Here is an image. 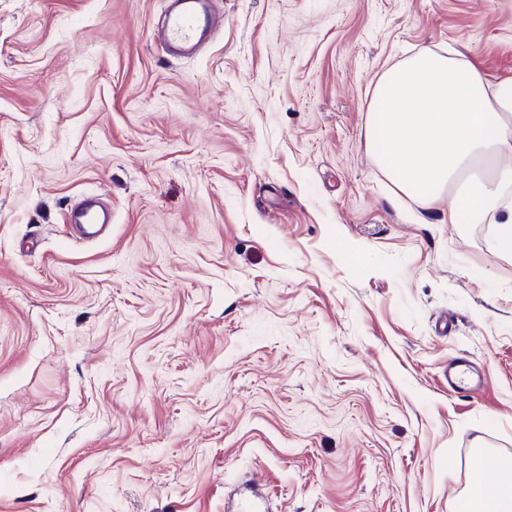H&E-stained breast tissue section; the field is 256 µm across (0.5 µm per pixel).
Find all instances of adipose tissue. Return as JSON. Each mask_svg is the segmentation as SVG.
<instances>
[{
	"instance_id": "ef3b65f1",
	"label": "adipose tissue",
	"mask_w": 512,
	"mask_h": 512,
	"mask_svg": "<svg viewBox=\"0 0 512 512\" xmlns=\"http://www.w3.org/2000/svg\"><path fill=\"white\" fill-rule=\"evenodd\" d=\"M368 149L383 148L401 193L424 204L454 192L473 223L495 225L512 254V78L491 81L461 54L419 53L385 78ZM459 512H512V456L495 459L492 483L471 479Z\"/></svg>"
}]
</instances>
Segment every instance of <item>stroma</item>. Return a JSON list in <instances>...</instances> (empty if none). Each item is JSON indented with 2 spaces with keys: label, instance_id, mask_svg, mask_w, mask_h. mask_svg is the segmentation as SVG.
<instances>
[{
  "label": "stroma",
  "instance_id": "stroma-1",
  "mask_svg": "<svg viewBox=\"0 0 512 512\" xmlns=\"http://www.w3.org/2000/svg\"><path fill=\"white\" fill-rule=\"evenodd\" d=\"M0 0V512H455L512 455V255L365 146L385 75L512 77V0ZM110 232L66 236L79 197ZM485 388L449 389L450 362ZM216 0H169L157 37L174 56L192 55L198 46L224 26Z\"/></svg>",
  "mask_w": 512,
  "mask_h": 512
}]
</instances>
